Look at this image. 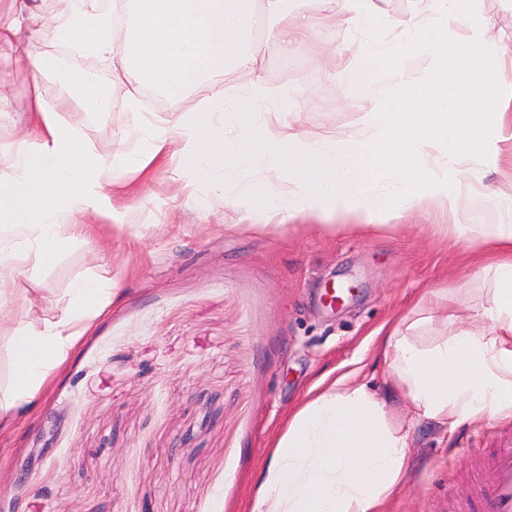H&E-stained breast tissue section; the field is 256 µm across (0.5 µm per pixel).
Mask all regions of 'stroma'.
<instances>
[{"label": "stroma", "mask_w": 512, "mask_h": 512, "mask_svg": "<svg viewBox=\"0 0 512 512\" xmlns=\"http://www.w3.org/2000/svg\"><path fill=\"white\" fill-rule=\"evenodd\" d=\"M307 25L306 41L280 53L269 37L248 44L258 69L193 74L183 91L151 83L135 67L113 68L97 56L78 57L42 38L0 42V98L10 104L0 127L27 133L32 84L47 104L69 97L85 111L66 113L85 146L124 155L137 146L136 113L124 109L126 91L139 93L138 111L177 131L182 119L204 111L215 89L224 91V136L258 125L237 107L255 77L287 90L286 116L313 134H353L378 101L397 99L396 123L417 118L401 101L403 82L434 80L446 47L443 14L428 22L427 45L414 66L381 70L362 43L344 37L342 17H323L317 0H289ZM464 10L487 18L476 56L489 66L499 96L512 113V0H465ZM55 57L56 70L32 77L27 52ZM88 78L68 83L70 72ZM480 179L477 191L466 182ZM366 190L337 213L296 210L292 229H248L243 203L225 205L224 192L206 180L188 182L176 154L144 170L118 174L106 187L120 222L93 211L76 214L95 234L41 268L27 297L32 320L56 314L72 282L107 266L119 290L94 318L45 391L22 406L17 421L0 428V512H242L264 463L265 441L325 373L362 369L382 387L385 366L371 332L398 320L423 291L454 288L460 323L475 324L471 291L493 287L471 275L465 242L449 245L433 225L452 223L429 199L395 190L394 170L366 175ZM448 191L461 207L486 210L489 195L512 196V127L492 138L486 156H467L448 172ZM378 219L399 213L398 226L379 235L345 232L365 207ZM348 286L341 303L324 299L328 286ZM512 445V418L444 430L421 424L412 433L407 481L391 512H451L477 506L474 474L494 448Z\"/></svg>", "instance_id": "stroma-1"}]
</instances>
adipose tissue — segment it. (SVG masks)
Wrapping results in <instances>:
<instances>
[{
    "label": "adipose tissue",
    "instance_id": "adipose-tissue-1",
    "mask_svg": "<svg viewBox=\"0 0 512 512\" xmlns=\"http://www.w3.org/2000/svg\"><path fill=\"white\" fill-rule=\"evenodd\" d=\"M264 4L274 15L275 46L293 50L301 25L282 0H114L108 10L69 2L46 22L29 16L23 0H0V41L35 29L77 53L108 54L123 68L135 63L152 82L176 89L187 66L181 50L191 43L201 49L197 70L254 68L255 55L239 46ZM128 6L135 26L119 42L112 35L114 14ZM497 97L491 77L466 80L449 72L437 111L424 113L422 120L450 139L455 136L446 118L454 116L465 130L457 150L480 156L488 149V129L506 122L505 113L494 108ZM223 108L219 91L211 110L186 119L174 138L165 128L142 123L137 148L116 157L82 145L57 108L33 93L29 133L0 135V198L13 204L10 215L0 214V301L10 296L17 279L33 278L66 247L89 237L92 225L74 223L76 213L111 215L105 189L116 172L143 168L165 147L176 146L187 176L223 186L225 201L247 200L261 230L286 229L299 207L312 212L347 207L363 190L345 173L353 160L373 170L395 167L400 194H442L443 206L456 217L450 232L469 235L480 248L475 272L495 281L494 287L480 289L481 302L474 308L487 324L461 326L460 302L443 288L430 292L398 323L375 330L371 340L387 371L384 391L354 373L309 389L270 438L246 505V512H389L406 480L415 424L453 428L512 417V197L496 200L489 215L458 209L439 178L455 163L456 151L443 152L427 169L414 164L419 144L409 136L395 142V129L382 111L367 117L358 135L319 141L283 122L276 128L248 127L228 140ZM258 139L286 171L273 195L243 168ZM115 292L113 278L100 273L73 284L60 315L37 326L16 322L11 374L0 388V425L12 422L19 408L39 395L81 328L105 310Z\"/></svg>",
    "mask_w": 512,
    "mask_h": 512
}]
</instances>
